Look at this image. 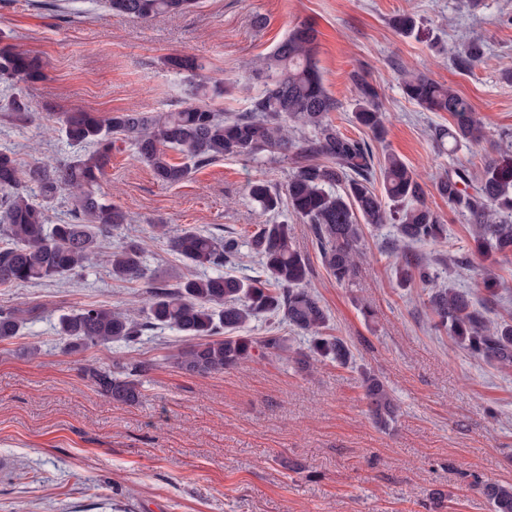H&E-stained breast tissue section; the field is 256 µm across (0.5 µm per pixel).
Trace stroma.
Instances as JSON below:
<instances>
[{
	"label": "stroma",
	"instance_id": "35a3bbf8",
	"mask_svg": "<svg viewBox=\"0 0 512 512\" xmlns=\"http://www.w3.org/2000/svg\"><path fill=\"white\" fill-rule=\"evenodd\" d=\"M403 12L422 19L420 37L395 31L391 20ZM303 21L318 32L324 85L338 103L333 124L370 142L375 158L391 150L413 166L427 206L448 226L445 242L419 246V254L439 262L473 249L466 219L435 182L459 164L481 171L512 133V0H198L185 13L150 19L110 14L104 0H0V30L39 56L45 72L21 86L33 121L0 112V148L15 150L24 168L57 164L73 154L46 132L62 113L186 105V80L163 64L180 51L229 83L219 107L245 111L241 83L260 86L254 62ZM475 37L483 60L461 71L448 50ZM403 69L467 96L483 121L482 142L438 152L432 132L450 117L405 98ZM357 75L378 90L383 140L352 121ZM290 172L282 161L227 157L166 187L120 147L101 190L131 221L104 245L139 241L148 267L178 280L188 270L156 225L223 236L286 220L284 210L262 214L246 187L263 179L285 188ZM293 227L328 332L348 341L354 366L318 361L302 371L266 356L190 375L173 363L186 340L168 328L145 333L134 352L117 342L68 352L56 331L61 314L98 304L142 318L144 284L114 280L100 266L83 282L0 288V307L39 311L21 336L0 342V512H491L463 475L512 485V368L473 359L434 331L426 289L395 278L390 225H365L358 275L343 285L326 271L309 225ZM131 358L153 365L132 405L112 403L80 374L87 364ZM363 368L397 404L389 429L367 413ZM437 489L443 500L433 499Z\"/></svg>",
	"mask_w": 512,
	"mask_h": 512
}]
</instances>
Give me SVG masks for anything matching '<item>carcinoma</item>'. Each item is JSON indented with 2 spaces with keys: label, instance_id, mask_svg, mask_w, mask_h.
Instances as JSON below:
<instances>
[{
  "label": "carcinoma",
  "instance_id": "carcinoma-1",
  "mask_svg": "<svg viewBox=\"0 0 512 512\" xmlns=\"http://www.w3.org/2000/svg\"><path fill=\"white\" fill-rule=\"evenodd\" d=\"M116 15L151 18L183 13L196 0H105ZM403 36L419 34L422 22L411 14L394 18ZM0 32V82H36L44 78L41 60L9 43ZM317 31L307 22L295 25L253 72L262 89L249 107L224 115L216 101L227 92L224 82L203 74L205 65L187 52L166 56L164 65L188 78L193 102L165 112H68L55 128L82 152L66 162L21 169L16 153L0 150V287L26 283L83 280L101 263L117 281L143 280L149 288L145 320L104 306H85L60 316L58 335L67 348L80 351L113 342L129 350L144 331L156 326L178 331L188 344L175 357L177 367L193 375L236 369L255 356L275 355L297 368H310L323 359L338 366L353 364V352L340 336L323 333L327 314L319 296L307 287L310 268L293 242V227L265 222L240 240L215 237L192 229L154 228L166 236L171 250L189 269L175 283L152 277L140 244L129 242L111 251L102 242L130 216L106 199L101 182L112 165V150L121 142L148 166L165 186L187 181L191 174L225 157L289 160L292 173L285 192L265 181L248 184L247 194L261 211L286 208L311 225L322 263L338 283L351 282L357 271L362 225L390 224L402 243L394 265L403 286L428 288L433 328L452 337L467 353L502 368L512 367V317L494 320L491 309L471 291L441 285V272L412 252V244L439 243L447 225L425 204L419 175L399 155L387 152L379 162L382 191L373 179L370 146L341 133L329 114L337 102L324 87L318 66ZM484 55V43L472 38L453 50L456 67L468 72ZM404 95L427 112H446L448 126L434 131L438 148L476 143L482 123L471 101L425 73L400 70ZM358 99L357 124L375 138L385 134L378 91L361 77L354 78ZM182 156L174 162L169 153ZM448 208L467 217L474 250L448 255V265L466 269L474 257L512 253V136L501 146V160L486 164L481 173L459 164L443 173L435 185ZM67 195L72 217L50 222L49 209ZM258 258L265 277L237 278L225 268L235 264L241 248ZM36 309L0 307V342L21 335ZM276 316L305 335L307 346L291 348L289 337L239 336L251 321ZM147 361L130 360L119 370L88 364L81 369L96 391L117 404L131 405L141 396L142 379L152 369ZM361 386L375 425L387 429L395 421L392 396L384 382L364 372ZM477 487L492 512H512V486L485 482Z\"/></svg>",
  "mask_w": 512,
  "mask_h": 512
}]
</instances>
